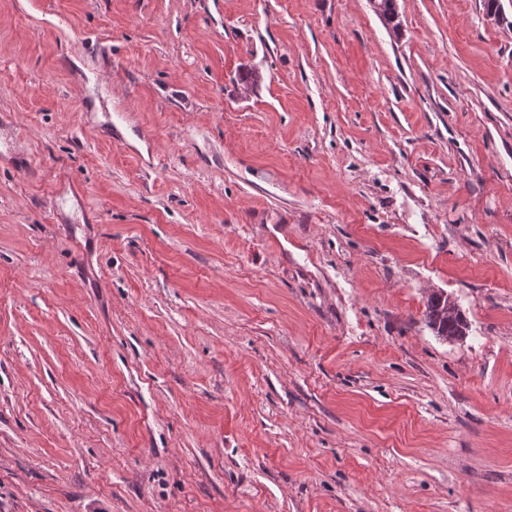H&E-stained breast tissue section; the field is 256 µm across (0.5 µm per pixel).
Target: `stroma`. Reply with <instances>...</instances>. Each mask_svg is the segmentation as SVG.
<instances>
[{
    "instance_id": "obj_1",
    "label": "stroma",
    "mask_w": 512,
    "mask_h": 512,
    "mask_svg": "<svg viewBox=\"0 0 512 512\" xmlns=\"http://www.w3.org/2000/svg\"><path fill=\"white\" fill-rule=\"evenodd\" d=\"M397 10L0 0V512H512V26ZM441 307V300L435 295H431L427 300L425 308V320L427 326L436 334L440 336L441 333H446L447 336H441L445 341H456L457 336H448V334L462 333L467 330V321L459 311L457 317L449 316L455 315L458 312V305L451 295L448 294V302L445 313V304ZM432 325L437 329V333L433 330Z\"/></svg>"
}]
</instances>
